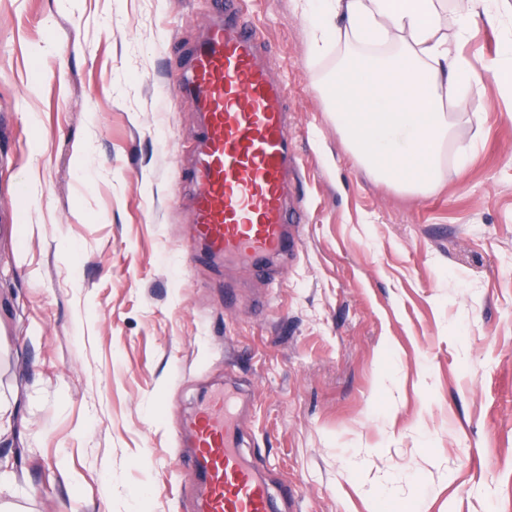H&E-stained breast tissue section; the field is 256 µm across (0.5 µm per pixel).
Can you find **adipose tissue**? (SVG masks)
Listing matches in <instances>:
<instances>
[{
  "label": "adipose tissue",
  "instance_id": "obj_1",
  "mask_svg": "<svg viewBox=\"0 0 512 512\" xmlns=\"http://www.w3.org/2000/svg\"><path fill=\"white\" fill-rule=\"evenodd\" d=\"M498 0H462L453 34L447 0H302L311 51L337 50L326 99L347 147L376 181L410 195L443 182L456 121L448 104L490 73L512 95V25L497 58L474 67L458 46L478 18H498Z\"/></svg>",
  "mask_w": 512,
  "mask_h": 512
}]
</instances>
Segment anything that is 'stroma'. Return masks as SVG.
I'll return each mask as SVG.
<instances>
[{
	"instance_id": "1",
	"label": "stroma",
	"mask_w": 512,
	"mask_h": 512,
	"mask_svg": "<svg viewBox=\"0 0 512 512\" xmlns=\"http://www.w3.org/2000/svg\"><path fill=\"white\" fill-rule=\"evenodd\" d=\"M213 0H0V503L192 512L218 390L276 512H512V96L454 99L468 165L410 196L347 149L295 0H243L291 86L295 247L195 240L177 75ZM478 20L462 48L497 56ZM480 122H473V115Z\"/></svg>"
}]
</instances>
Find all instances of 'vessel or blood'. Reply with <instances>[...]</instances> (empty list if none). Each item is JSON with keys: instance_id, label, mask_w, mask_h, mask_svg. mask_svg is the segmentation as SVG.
<instances>
[{"instance_id": "1", "label": "vessel or blood", "mask_w": 512, "mask_h": 512, "mask_svg": "<svg viewBox=\"0 0 512 512\" xmlns=\"http://www.w3.org/2000/svg\"><path fill=\"white\" fill-rule=\"evenodd\" d=\"M177 85L201 116L187 169L196 238L214 258L242 264L286 253L288 184L300 176L290 89L238 0L215 8ZM185 432L201 483L194 512H273L272 489L243 455L224 397L199 409Z\"/></svg>"}]
</instances>
